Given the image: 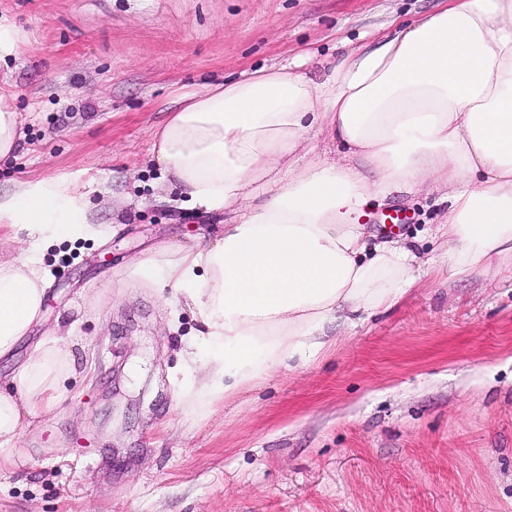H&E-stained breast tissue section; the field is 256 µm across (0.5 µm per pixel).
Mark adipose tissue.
<instances>
[{"mask_svg":"<svg viewBox=\"0 0 512 512\" xmlns=\"http://www.w3.org/2000/svg\"><path fill=\"white\" fill-rule=\"evenodd\" d=\"M14 99L0 85V160L21 138ZM322 136L337 144L335 162L317 154ZM150 157L183 202L234 215L219 239L130 270L162 277L176 303L197 310L202 327L175 383L189 411H204L284 360L331 347L322 329L338 313L354 326L413 288V248L366 249L358 222L393 190L442 192L435 235L451 276L512 271V0H443L349 50L321 82L292 62L207 85L179 98ZM91 187L39 177L0 192V230L27 244L0 261V357L43 314V244L96 235ZM72 345L68 334L39 343L0 380L1 448L62 401Z\"/></svg>","mask_w":512,"mask_h":512,"instance_id":"1","label":"adipose tissue"}]
</instances>
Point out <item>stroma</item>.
Returning <instances> with one entry per match:
<instances>
[{
	"mask_svg": "<svg viewBox=\"0 0 512 512\" xmlns=\"http://www.w3.org/2000/svg\"><path fill=\"white\" fill-rule=\"evenodd\" d=\"M441 0H0L31 40L0 64L22 133L0 191L86 180L97 237L47 248L34 342L76 324V373L0 464V512H512V274L423 277L394 310L324 327L336 348L280 366L210 412L171 376L195 309L131 281L130 266L215 237L231 213L188 207L150 159L182 92L298 61L313 80L342 51L434 13ZM438 193L367 210L369 243L410 242L442 265ZM408 221L387 233L379 220Z\"/></svg>",
	"mask_w": 512,
	"mask_h": 512,
	"instance_id": "35a3bbf8",
	"label": "stroma"
}]
</instances>
